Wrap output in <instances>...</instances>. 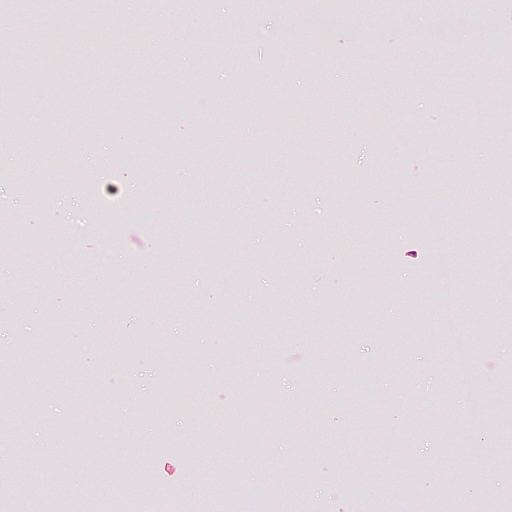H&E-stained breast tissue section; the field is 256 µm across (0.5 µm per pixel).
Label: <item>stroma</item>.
Here are the masks:
<instances>
[{
    "mask_svg": "<svg viewBox=\"0 0 512 512\" xmlns=\"http://www.w3.org/2000/svg\"><path fill=\"white\" fill-rule=\"evenodd\" d=\"M71 12L53 45L38 0L0 11V477L46 479L0 512L144 484L178 512L229 468L276 512L300 474L313 512L512 483V0L180 2L173 41L151 0ZM452 26L496 52L449 72ZM152 288L158 315L119 299Z\"/></svg>",
    "mask_w": 512,
    "mask_h": 512,
    "instance_id": "obj_1",
    "label": "stroma"
}]
</instances>
